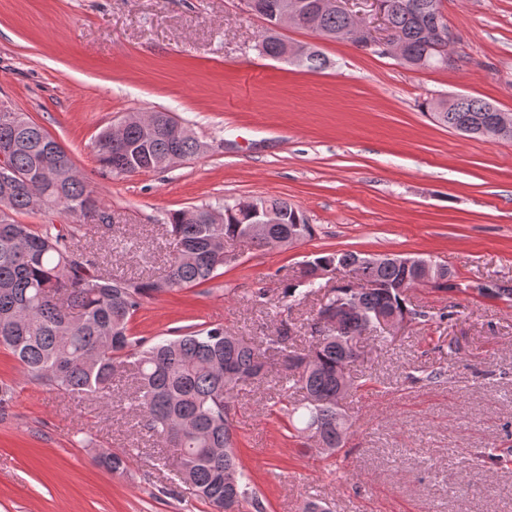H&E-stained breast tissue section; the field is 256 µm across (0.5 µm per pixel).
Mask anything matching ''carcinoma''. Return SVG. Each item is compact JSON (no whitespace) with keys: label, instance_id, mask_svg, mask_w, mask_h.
I'll list each match as a JSON object with an SVG mask.
<instances>
[{"label":"carcinoma","instance_id":"obj_1","mask_svg":"<svg viewBox=\"0 0 512 512\" xmlns=\"http://www.w3.org/2000/svg\"><path fill=\"white\" fill-rule=\"evenodd\" d=\"M279 0H246L249 10L265 20L267 29L259 52L278 58L283 39L271 28ZM306 12L297 26L311 21L316 34L348 40L357 18L343 11L320 8L321 0H304ZM440 0H382L402 50L400 60L415 68L442 67L432 49L429 31L434 27ZM291 62L316 70L328 61L314 46L295 49ZM433 121L457 131L492 116L495 106L483 99L456 95L428 102ZM166 112H150L144 122L130 126L122 137L150 155L153 169H163L173 148L189 157L206 153L194 131L175 141L160 120ZM9 150L10 171L0 168V347L11 352L24 377L66 392L78 403L112 402L114 384L129 379L130 407L147 431L177 455L165 459L175 477L207 502L214 512H244L260 507L249 495L250 476L234 451V434L228 403L235 392L260 376V359L270 353L285 369L279 376L280 403L292 429L301 434L313 427L328 458L345 445L350 426L339 405L340 369L355 362L352 347L369 330L361 319H345L341 333L323 334L314 328L308 349L288 346L289 329L266 336L259 344L233 336L222 324H212L173 338L147 342L130 333V323L147 298L176 289L194 288L222 275L224 242L237 240L254 212L266 206L277 210L281 223L271 226L270 239L297 241L313 236L314 228L294 204L284 198H254L224 202L217 207L194 206L171 214V250L164 277H128L87 259L75 243L70 224H21L12 215L33 210L46 214L63 210L84 218L107 220L100 201L78 175L72 157L50 134L24 112L0 120V149ZM95 157L102 169L115 173L112 128L95 141ZM222 212L220 224L206 221L210 210ZM365 254L331 252L313 258L317 263L342 267L344 278L334 288L321 280L304 281L300 275L284 276L278 302L321 298L317 315L332 304L355 298L370 311L390 310L415 321L426 313L409 307L407 293L413 275L390 260L372 270L375 288H354L349 268ZM490 298L512 299V283H492L479 289ZM302 394L296 401L292 395ZM99 461L114 472L130 463L127 453H103Z\"/></svg>","mask_w":512,"mask_h":512}]
</instances>
